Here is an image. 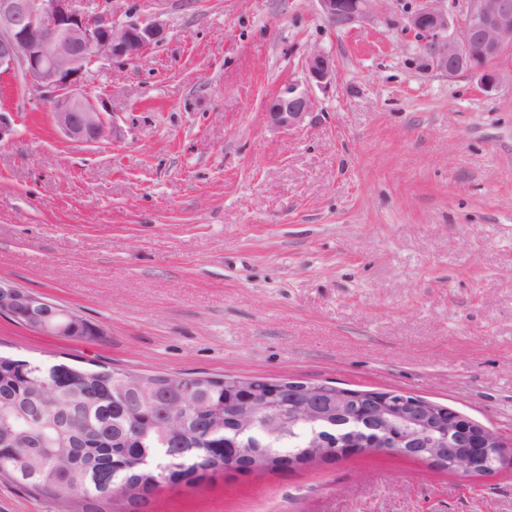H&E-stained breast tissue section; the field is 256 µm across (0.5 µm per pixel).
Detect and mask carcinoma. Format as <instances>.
I'll use <instances>...</instances> for the list:
<instances>
[{"label": "carcinoma", "instance_id": "obj_1", "mask_svg": "<svg viewBox=\"0 0 512 512\" xmlns=\"http://www.w3.org/2000/svg\"><path fill=\"white\" fill-rule=\"evenodd\" d=\"M166 381L165 374L115 368L97 374L0 355V478L55 498L62 512H107L116 497L126 512H144L159 488L224 472V457L233 454L224 384L197 375L184 392ZM44 384L66 387L63 403L42 402ZM164 406L187 417L175 433L157 423ZM317 428L330 444L349 432L333 418ZM311 429L293 423L277 438L255 432L259 471L287 469L292 457L299 468L314 462L305 452ZM32 442L39 450H29ZM101 464L115 475L107 484L86 476Z\"/></svg>", "mask_w": 512, "mask_h": 512}]
</instances>
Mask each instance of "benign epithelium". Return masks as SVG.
Here are the masks:
<instances>
[{
	"instance_id": "7a95c632",
	"label": "benign epithelium",
	"mask_w": 512,
	"mask_h": 512,
	"mask_svg": "<svg viewBox=\"0 0 512 512\" xmlns=\"http://www.w3.org/2000/svg\"><path fill=\"white\" fill-rule=\"evenodd\" d=\"M321 13L343 27L371 19L384 0H317ZM406 30L423 42L437 69L452 75L470 73L486 90L503 79L496 62L512 53V0H463L455 17L445 0H417L406 16ZM165 24L131 16L122 24L99 11L93 0H0V74H21L34 96L46 103L58 130L67 138L95 142L103 137L106 113L81 90L84 75L96 63L130 62L163 43ZM306 86L289 82L268 102L265 118L280 131H299L314 114L311 87L336 82L332 56L316 49L304 61ZM0 315L41 333L64 334L50 328L46 318L58 315L56 305L28 290L0 282ZM301 394L297 420L316 423L333 413L350 417L354 404L364 399L356 390L323 383L277 380L267 391L253 382L236 385L242 391L229 414L236 421L235 438H245L262 425L269 437L288 428L267 411L266 402L284 388ZM461 422L433 401L399 390L370 395L371 445L385 452L444 465L469 480L512 467V446L497 431L479 424L473 433L481 448L459 452L452 447Z\"/></svg>"
}]
</instances>
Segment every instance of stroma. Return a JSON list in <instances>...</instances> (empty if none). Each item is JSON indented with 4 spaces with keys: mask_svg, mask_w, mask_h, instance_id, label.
<instances>
[{
    "mask_svg": "<svg viewBox=\"0 0 512 512\" xmlns=\"http://www.w3.org/2000/svg\"><path fill=\"white\" fill-rule=\"evenodd\" d=\"M166 41L98 64L104 137L66 138L0 77V281L102 328L0 316V353L147 375L396 389L512 437V57L486 93L436 70L386 0L346 28L317 0H99ZM336 81L298 132L264 119L306 55ZM146 512H512V468L463 480L374 453L232 472Z\"/></svg>",
    "mask_w": 512,
    "mask_h": 512,
    "instance_id": "1",
    "label": "stroma"
}]
</instances>
